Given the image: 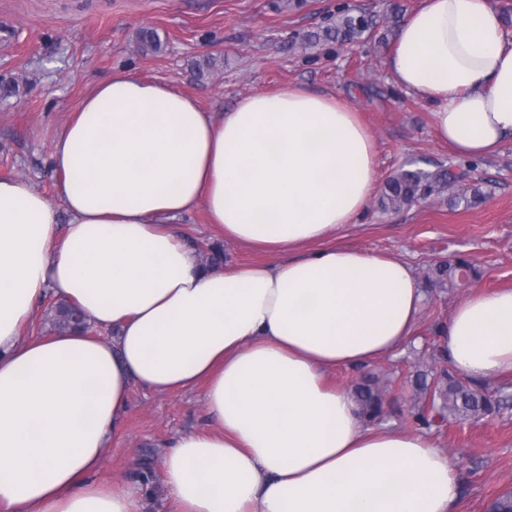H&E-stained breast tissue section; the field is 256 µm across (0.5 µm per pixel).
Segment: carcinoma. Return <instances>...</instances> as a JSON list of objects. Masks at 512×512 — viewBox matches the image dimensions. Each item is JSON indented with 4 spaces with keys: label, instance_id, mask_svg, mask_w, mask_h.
<instances>
[{
    "label": "carcinoma",
    "instance_id": "obj_1",
    "mask_svg": "<svg viewBox=\"0 0 512 512\" xmlns=\"http://www.w3.org/2000/svg\"><path fill=\"white\" fill-rule=\"evenodd\" d=\"M373 33L372 19L342 9L330 25L308 33L303 44L311 45L321 41L353 44ZM452 183L453 177L446 169L404 170L386 181L380 204L385 210H399L431 197ZM470 270L471 266L461 259L439 261L429 266L425 279L430 287L445 290L464 281ZM56 310L62 327H86L78 308L60 304ZM409 382L413 392L410 418L420 429L440 428L451 417L480 421L498 413L512 400V396L504 390L491 391L484 385L465 381L435 363L413 371ZM388 389V385L370 373L351 385L353 396L367 422L375 423L384 419ZM486 508L488 512H512V493L497 495L486 504Z\"/></svg>",
    "mask_w": 512,
    "mask_h": 512
}]
</instances>
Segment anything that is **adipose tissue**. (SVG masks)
Segmentation results:
<instances>
[{
  "label": "adipose tissue",
  "instance_id": "1",
  "mask_svg": "<svg viewBox=\"0 0 512 512\" xmlns=\"http://www.w3.org/2000/svg\"><path fill=\"white\" fill-rule=\"evenodd\" d=\"M388 68L457 154L512 138V40L492 0H423ZM51 159L55 199L0 178V512H142L135 490L93 478L135 384L205 410L163 457L168 512H455L460 469L432 436L364 424L327 381L397 350L425 305L409 264L335 242L374 190L351 106L288 86L207 111L119 72ZM197 211L270 261L201 265L173 227ZM49 293L114 338L21 339ZM438 336L469 380L512 375V289L473 292Z\"/></svg>",
  "mask_w": 512,
  "mask_h": 512
}]
</instances>
